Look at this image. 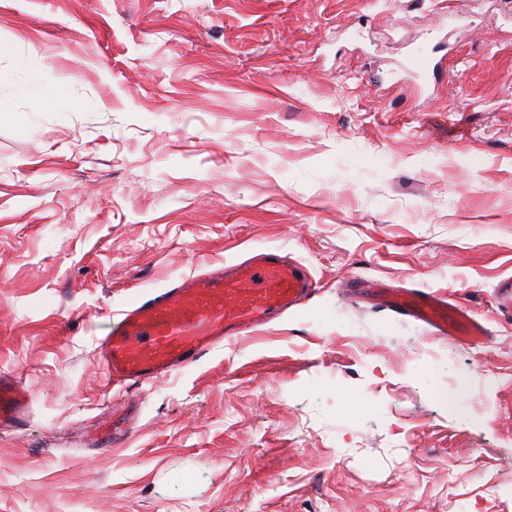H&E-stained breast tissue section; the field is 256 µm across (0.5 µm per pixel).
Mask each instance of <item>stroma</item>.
<instances>
[{
	"mask_svg": "<svg viewBox=\"0 0 512 512\" xmlns=\"http://www.w3.org/2000/svg\"><path fill=\"white\" fill-rule=\"evenodd\" d=\"M31 73L65 95L18 96ZM261 248L313 297L108 384L113 314ZM509 275L512 0H0V371L31 393L0 512H512ZM354 277L489 336L352 303ZM344 291L350 298L369 299L383 309L420 322L431 328L436 336L478 346L485 343L489 334L465 307L425 289H398L382 281L353 278Z\"/></svg>",
	"mask_w": 512,
	"mask_h": 512,
	"instance_id": "1",
	"label": "stroma"
}]
</instances>
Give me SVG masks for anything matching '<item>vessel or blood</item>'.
I'll return each instance as SVG.
<instances>
[{"mask_svg": "<svg viewBox=\"0 0 512 512\" xmlns=\"http://www.w3.org/2000/svg\"><path fill=\"white\" fill-rule=\"evenodd\" d=\"M314 290L302 265L272 251L260 252L229 270L187 276L134 299L112 322L99 356L113 382L155 383L303 304ZM345 293L420 322L444 338L478 346L488 336L469 310L431 291L355 278L346 284ZM29 406L26 387L14 375L1 372L0 432L20 430Z\"/></svg>", "mask_w": 512, "mask_h": 512, "instance_id": "vessel-or-blood-1", "label": "vessel or blood"}]
</instances>
